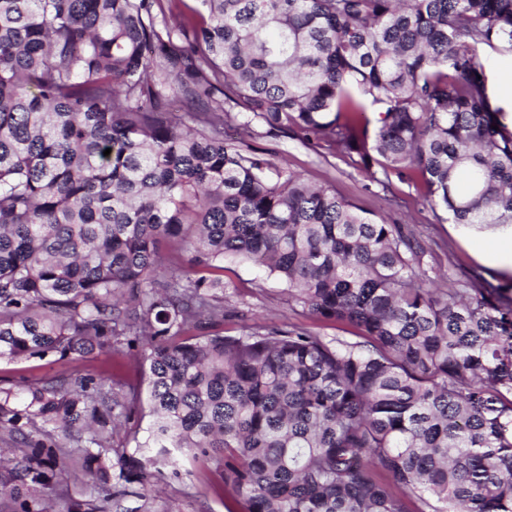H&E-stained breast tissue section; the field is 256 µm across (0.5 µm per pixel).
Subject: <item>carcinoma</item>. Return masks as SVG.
<instances>
[{
	"mask_svg": "<svg viewBox=\"0 0 512 512\" xmlns=\"http://www.w3.org/2000/svg\"><path fill=\"white\" fill-rule=\"evenodd\" d=\"M201 2L0 0V360L140 346L152 417L114 460L140 410L111 376L0 380L24 452L0 500L51 512L76 448L143 512L187 463L244 512H512V283L436 288L409 225L224 141L234 113L508 231L512 126L481 57L512 54V0ZM226 261L343 335L220 331L247 313L188 270ZM149 423L150 418L147 415L141 420L136 417L135 421L132 420L129 424L123 425L112 433L111 443L112 449H114V451H112L114 460L117 455L123 452H132L136 446L135 438L139 441L143 440Z\"/></svg>",
	"mask_w": 512,
	"mask_h": 512,
	"instance_id": "cac0c4a2",
	"label": "carcinoma"
}]
</instances>
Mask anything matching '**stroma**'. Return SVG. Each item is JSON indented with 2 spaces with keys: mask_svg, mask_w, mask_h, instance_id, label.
Wrapping results in <instances>:
<instances>
[{
  "mask_svg": "<svg viewBox=\"0 0 512 512\" xmlns=\"http://www.w3.org/2000/svg\"><path fill=\"white\" fill-rule=\"evenodd\" d=\"M249 143L265 152L275 165L301 173L310 182L331 188L368 215L385 218L388 223L412 225L422 243L437 256L443 269L453 275H480L488 281L500 278V269L488 266L481 258L478 242L498 239L495 230H476L437 219L424 204L420 190L408 182L392 180L390 189L364 178L352 162L323 143L302 146L286 136H264L262 126H255ZM224 280L235 286L240 299L258 316L262 325L283 327L300 324L326 336L337 335L336 324L323 323L302 314L288 300L282 282L263 275L253 265L238 263L226 266ZM104 372L145 397V364L140 357L97 352L79 364L55 361L53 357L0 360V380L27 386L40 379H62L73 370ZM106 489L93 475L74 478L72 468L58 472L48 493L54 512H64L74 500L100 501ZM155 512H244V504L227 489L219 476L207 465L198 463L182 479H162L153 491Z\"/></svg>",
  "mask_w": 512,
  "mask_h": 512,
  "instance_id": "35a3bbf8",
  "label": "stroma"
}]
</instances>
